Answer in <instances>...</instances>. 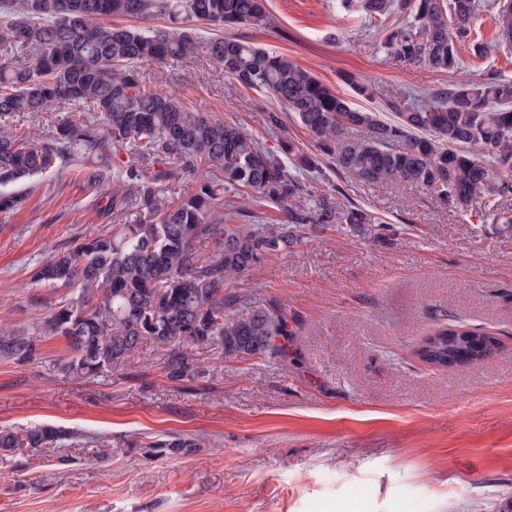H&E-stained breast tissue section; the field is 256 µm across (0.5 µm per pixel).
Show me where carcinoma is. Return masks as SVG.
I'll return each instance as SVG.
<instances>
[{"label":"carcinoma","instance_id":"obj_1","mask_svg":"<svg viewBox=\"0 0 512 512\" xmlns=\"http://www.w3.org/2000/svg\"><path fill=\"white\" fill-rule=\"evenodd\" d=\"M267 0H0V118L72 105L94 121L65 118L46 135L20 137L0 126V187L84 163L91 196L110 181L106 211L134 205L133 218L108 234L54 252L33 279L72 288L77 297L44 321L66 339L71 358L61 369L81 377L121 366L148 348L168 350L164 373L181 380L197 372L196 351L212 345L236 357L279 353L288 335L275 307L240 304L231 292L265 257L301 241L309 224H370L354 204L318 196L302 174L319 160L281 142V155L264 150L240 126L185 107L166 92L144 86V67L204 57L224 76L265 92L288 108L316 138L322 154L365 184L419 185L437 200L466 211L476 201L496 224L512 228V78L489 71L478 81L441 89L400 92L385 101V121L352 106L312 71L224 29L270 25ZM346 12L365 14L385 33L393 58L436 72L461 66L459 48L487 54L471 22L481 11L495 21V45L512 43V0H341ZM112 17L168 22L143 31L114 27ZM210 28L203 35L189 25ZM127 158H119V152ZM192 190L179 201L159 186L184 179ZM252 192L285 210L286 224H243L234 198ZM24 197L0 192V213ZM218 242L210 254L199 250ZM34 337L0 325V357L24 363ZM65 434L42 425L0 429V450L56 448ZM199 443L189 436L155 440L151 448L179 451Z\"/></svg>","mask_w":512,"mask_h":512}]
</instances>
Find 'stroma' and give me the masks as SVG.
I'll use <instances>...</instances> for the list:
<instances>
[{"label":"stroma","instance_id":"35a3bbf8","mask_svg":"<svg viewBox=\"0 0 512 512\" xmlns=\"http://www.w3.org/2000/svg\"><path fill=\"white\" fill-rule=\"evenodd\" d=\"M270 26L235 36L284 53L344 97L350 74L383 96L512 76V45L435 73L387 57L364 18L339 0H267ZM148 89L239 124L276 153L315 136L272 98L206 58L145 69ZM279 125H272L270 114ZM318 194L375 216L355 227L311 225L236 288L242 302L280 307L281 354L230 357L207 348L201 372L167 378L165 350L79 378L61 371L64 338L45 336L67 288L33 282L55 250L128 223L103 213L70 163L19 185L22 208L0 213V324L37 337L33 360L0 358V428L51 424L96 440L72 448L0 451V512H507L512 506V229L473 206L441 205L407 183H355L322 161ZM483 328L499 349L475 365L437 369L418 349L438 323ZM187 435L198 447L157 456L149 441Z\"/></svg>","mask_w":512,"mask_h":512}]
</instances>
